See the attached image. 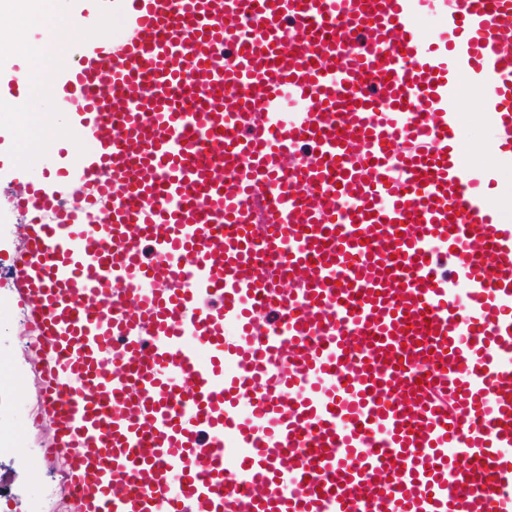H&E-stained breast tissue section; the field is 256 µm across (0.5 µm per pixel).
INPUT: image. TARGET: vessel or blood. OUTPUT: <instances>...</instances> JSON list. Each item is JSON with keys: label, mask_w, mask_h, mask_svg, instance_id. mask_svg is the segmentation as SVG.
I'll list each match as a JSON object with an SVG mask.
<instances>
[{"label": "vessel or blood", "mask_w": 512, "mask_h": 512, "mask_svg": "<svg viewBox=\"0 0 512 512\" xmlns=\"http://www.w3.org/2000/svg\"><path fill=\"white\" fill-rule=\"evenodd\" d=\"M85 2L33 116L75 166L0 161L80 512H512V0Z\"/></svg>", "instance_id": "1"}]
</instances>
